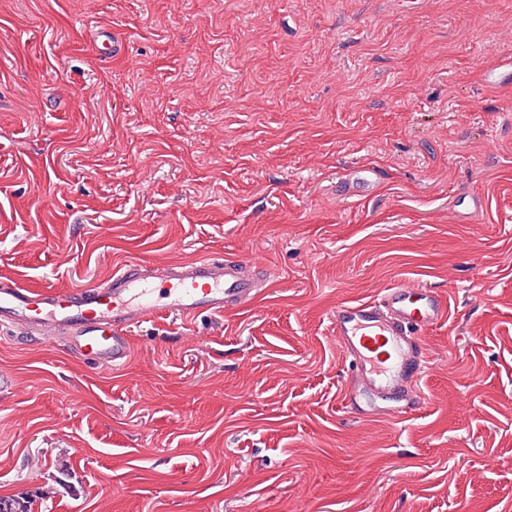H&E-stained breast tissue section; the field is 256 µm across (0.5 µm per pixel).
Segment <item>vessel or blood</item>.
Segmentation results:
<instances>
[{
    "label": "vessel or blood",
    "mask_w": 512,
    "mask_h": 512,
    "mask_svg": "<svg viewBox=\"0 0 512 512\" xmlns=\"http://www.w3.org/2000/svg\"><path fill=\"white\" fill-rule=\"evenodd\" d=\"M484 84L512 93V58L485 66ZM383 178L376 166L347 169L343 195L371 198ZM272 285L267 266L231 257L190 259L174 266L128 262L100 284L76 292L33 288L0 276V330L17 338L57 336L67 353L98 368L131 356L126 328L172 315H202L251 308ZM449 316L445 297L402 282L374 298L343 301L329 313L331 332L353 377L344 390L347 409L366 417L396 418L422 409L414 388L427 357L426 333Z\"/></svg>",
    "instance_id": "vessel-or-blood-1"
}]
</instances>
